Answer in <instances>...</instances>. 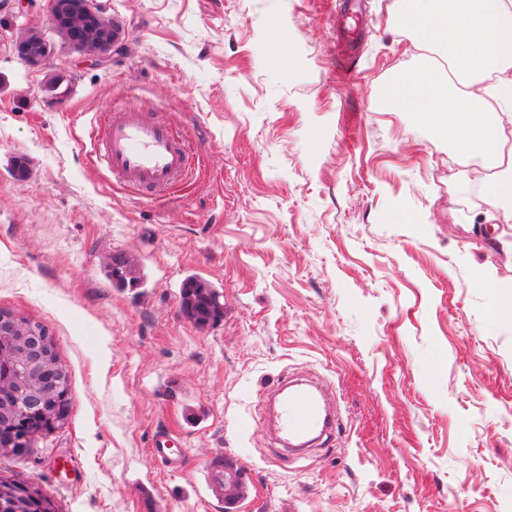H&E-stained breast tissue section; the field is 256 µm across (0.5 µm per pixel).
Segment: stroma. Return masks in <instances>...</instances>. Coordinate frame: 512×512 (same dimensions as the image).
I'll list each match as a JSON object with an SVG mask.
<instances>
[{
	"mask_svg": "<svg viewBox=\"0 0 512 512\" xmlns=\"http://www.w3.org/2000/svg\"><path fill=\"white\" fill-rule=\"evenodd\" d=\"M368 2L348 63L342 0H97L127 27L100 68L48 0H0V309L44 325L70 376L64 427L0 453V476L58 512H224L206 477L229 460L236 512H512V325L472 280L512 281V253L480 169L385 101L422 51L393 0ZM30 30L55 48L45 66L13 53ZM115 103L199 147L174 193L91 164ZM117 255L140 283L113 286ZM191 275L219 321L184 316ZM286 374L332 388L331 446L276 443L265 396ZM160 429L181 436L182 472L151 456ZM65 455L73 474L52 467Z\"/></svg>",
	"mask_w": 512,
	"mask_h": 512,
	"instance_id": "stroma-1",
	"label": "stroma"
}]
</instances>
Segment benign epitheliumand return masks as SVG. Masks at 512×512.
I'll return each mask as SVG.
<instances>
[{
  "instance_id": "obj_1",
  "label": "benign epithelium",
  "mask_w": 512,
  "mask_h": 512,
  "mask_svg": "<svg viewBox=\"0 0 512 512\" xmlns=\"http://www.w3.org/2000/svg\"><path fill=\"white\" fill-rule=\"evenodd\" d=\"M49 23L53 29L66 32L64 39L73 51L97 62L112 58V25L101 21L96 0H49ZM15 50L30 67L46 64L54 54V46L43 37L33 42L17 41ZM0 362L27 367L24 385L31 393L30 405L45 421L56 423L65 409L66 396L56 385L64 370L47 330L0 310ZM15 389L13 380L0 378V413L11 410Z\"/></svg>"
}]
</instances>
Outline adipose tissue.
<instances>
[{"label": "adipose tissue", "instance_id": "adipose-tissue-1", "mask_svg": "<svg viewBox=\"0 0 512 512\" xmlns=\"http://www.w3.org/2000/svg\"><path fill=\"white\" fill-rule=\"evenodd\" d=\"M400 25L429 56L401 73L387 100L478 164L487 201L512 220V0H394Z\"/></svg>", "mask_w": 512, "mask_h": 512}]
</instances>
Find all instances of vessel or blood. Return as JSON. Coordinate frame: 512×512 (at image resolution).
Here are the masks:
<instances>
[{"label": "vessel or blood", "mask_w": 512, "mask_h": 512, "mask_svg": "<svg viewBox=\"0 0 512 512\" xmlns=\"http://www.w3.org/2000/svg\"><path fill=\"white\" fill-rule=\"evenodd\" d=\"M92 142V160L97 166L153 198L174 192L188 177L197 155L193 143L164 119L119 104L101 115ZM273 399L278 405V436L291 450L322 446L335 436L337 420L324 389L283 382ZM175 446L172 434L164 432L151 443L154 460L173 473L184 465Z\"/></svg>", "instance_id": "obj_1"}]
</instances>
